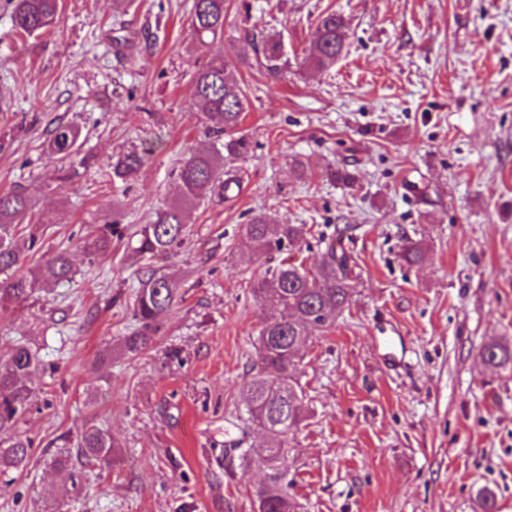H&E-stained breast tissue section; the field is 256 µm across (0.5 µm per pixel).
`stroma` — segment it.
Segmentation results:
<instances>
[{"label": "stroma", "mask_w": 512, "mask_h": 512, "mask_svg": "<svg viewBox=\"0 0 512 512\" xmlns=\"http://www.w3.org/2000/svg\"><path fill=\"white\" fill-rule=\"evenodd\" d=\"M193 0H61L59 25L31 35L0 0V191L23 185L35 239L27 266L67 252L72 281L0 301V359L18 345L42 365L16 432L26 470L0 478V512H255L266 469L224 460L255 448L243 381L269 307L254 283L281 263H321L335 227L354 231V294L300 351L305 416L289 439V492L300 512H512V0H225L224 36L199 44ZM344 15L347 50L329 69L305 57L321 16ZM280 33L273 75L248 30ZM224 55L245 95L239 183L200 200L166 260L137 257V232L178 198L179 168L207 147L197 70ZM79 127L76 173L46 142ZM135 151L126 181L107 171ZM304 164L295 174V161ZM347 168L346 186L332 173ZM303 225L256 255L251 216ZM117 223L108 253L84 248ZM424 258H400L405 240ZM167 274L181 298L152 344L115 355L137 327L140 279ZM115 443L111 464L68 471L52 458L84 426ZM480 357L485 364L505 367L512 363V348L500 344H487L480 350Z\"/></svg>", "instance_id": "obj_1"}]
</instances>
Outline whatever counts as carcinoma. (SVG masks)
Here are the masks:
<instances>
[{
    "mask_svg": "<svg viewBox=\"0 0 512 512\" xmlns=\"http://www.w3.org/2000/svg\"><path fill=\"white\" fill-rule=\"evenodd\" d=\"M13 21L26 34L47 31L60 22V0H11ZM225 0H193L191 29L200 43L224 37ZM347 24L336 12L321 16L310 47L307 62L317 69L333 65L345 51ZM262 57L257 63L271 74H278L284 56L278 34L259 32ZM194 97L207 123V132L216 144L195 151L180 167L178 200L155 212L139 231L134 251L151 258L165 259L180 247L191 211L203 195L224 200L237 176L224 171V159H247L250 143L238 134L245 111L241 89L233 67L223 56L210 58L196 73ZM80 131L70 124H57L47 140V151L59 161L80 153ZM144 156L126 153L112 162V179L124 181L143 164ZM31 210V202L21 186L0 191V299L21 300L38 289L72 280L69 258L59 253L30 275L18 274L23 258L13 245L17 228ZM349 226L338 228L326 246L316 272L292 263L280 265L269 277L257 282L253 294L258 302L278 312L262 327L258 360L243 384L248 401L249 420L264 433L259 455L267 468L266 484L257 492L259 512H299V504L288 493V473L283 462L288 456V434L303 416V396L292 376L299 349L310 331L332 326L336 312L352 297V256L344 246ZM300 224H274L264 212L255 214L248 225L252 250L265 254L298 239ZM115 234L114 225L106 224L90 235L84 248L92 255L106 253ZM423 249L406 240L401 258L409 265L419 263ZM179 296L178 288L166 277L152 271L141 280L134 304L139 327L126 337L123 350L137 354L147 348L157 332L156 317L170 308ZM482 361L495 367L512 363V348L487 344L480 350ZM38 356L25 346L15 347L0 363V437L10 445L0 448V473L22 470L29 463L31 443L13 437L14 427L30 404L29 377L40 367ZM112 436L100 428L83 429L78 443V459L109 464L112 462Z\"/></svg>",
    "mask_w": 512,
    "mask_h": 512,
    "instance_id": "obj_1",
    "label": "carcinoma"
}]
</instances>
